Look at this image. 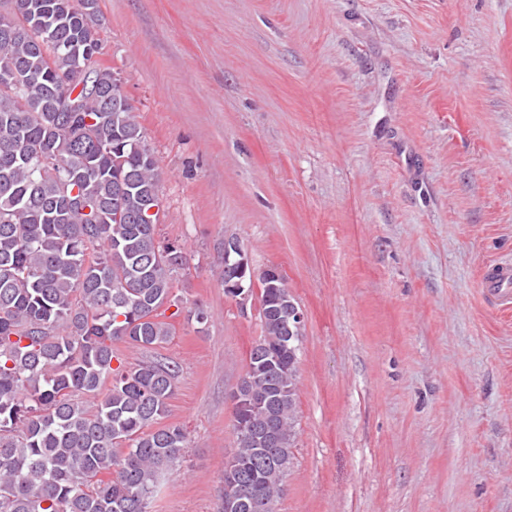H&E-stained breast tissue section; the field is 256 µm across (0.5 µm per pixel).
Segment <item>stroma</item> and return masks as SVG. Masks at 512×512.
I'll list each match as a JSON object with an SVG mask.
<instances>
[{
	"label": "stroma",
	"mask_w": 512,
	"mask_h": 512,
	"mask_svg": "<svg viewBox=\"0 0 512 512\" xmlns=\"http://www.w3.org/2000/svg\"><path fill=\"white\" fill-rule=\"evenodd\" d=\"M160 166L175 290L204 329L113 347L180 372L188 434L151 512H220L229 392L261 334L224 293V239L305 313L276 512H512V0H99ZM482 280L488 302L497 308H512V263L509 260L489 265Z\"/></svg>",
	"instance_id": "obj_1"
}]
</instances>
